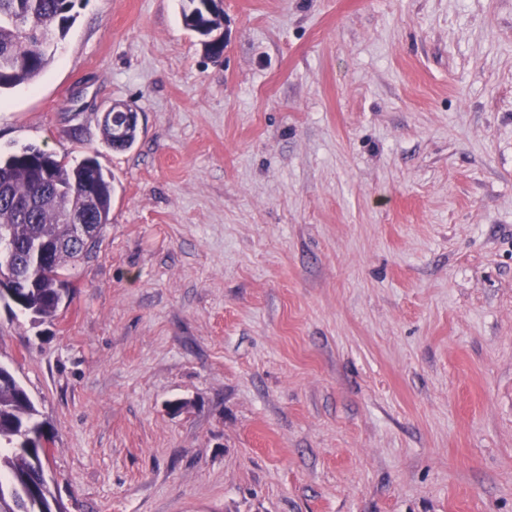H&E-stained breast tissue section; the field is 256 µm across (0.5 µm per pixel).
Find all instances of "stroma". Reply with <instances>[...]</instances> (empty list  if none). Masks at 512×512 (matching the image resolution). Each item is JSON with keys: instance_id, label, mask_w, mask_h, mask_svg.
Here are the masks:
<instances>
[{"instance_id": "stroma-1", "label": "stroma", "mask_w": 512, "mask_h": 512, "mask_svg": "<svg viewBox=\"0 0 512 512\" xmlns=\"http://www.w3.org/2000/svg\"><path fill=\"white\" fill-rule=\"evenodd\" d=\"M182 6L0 93L115 177L56 318L0 300L65 512H512V0H224L218 58ZM127 110L126 115L131 119L138 121V113L132 111L133 108L130 105L123 103H116L112 108V120L108 117L102 121V133L103 142L106 146L112 148L115 151H125L130 149L137 141L139 135L138 124H127L123 129L120 136H117L116 126L120 125L118 122L121 115ZM132 111V112H130Z\"/></svg>"}]
</instances>
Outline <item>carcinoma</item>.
I'll use <instances>...</instances> for the list:
<instances>
[{"label":"carcinoma","mask_w":512,"mask_h":512,"mask_svg":"<svg viewBox=\"0 0 512 512\" xmlns=\"http://www.w3.org/2000/svg\"><path fill=\"white\" fill-rule=\"evenodd\" d=\"M76 0H0V57L18 65L0 70V91L32 81L54 57V48L37 39L46 27L56 40L64 38L74 22ZM182 8L186 27L209 37L222 24L213 17ZM21 16L26 29L11 19ZM132 107L116 103L112 118L102 121L103 142L115 151L131 148L139 135L138 124L117 133L124 111ZM114 177L87 157L74 166L57 161L50 153L28 147L0 158V277L17 286L9 296L21 311L36 321L52 320L59 309L62 276L67 266L89 254L98 244L102 228L110 223ZM84 212L91 224V241L72 239V228L61 223L65 211ZM24 387L8 368L0 365V512H63L44 471V441L51 435L46 422Z\"/></svg>","instance_id":"cac0c4a2"}]
</instances>
